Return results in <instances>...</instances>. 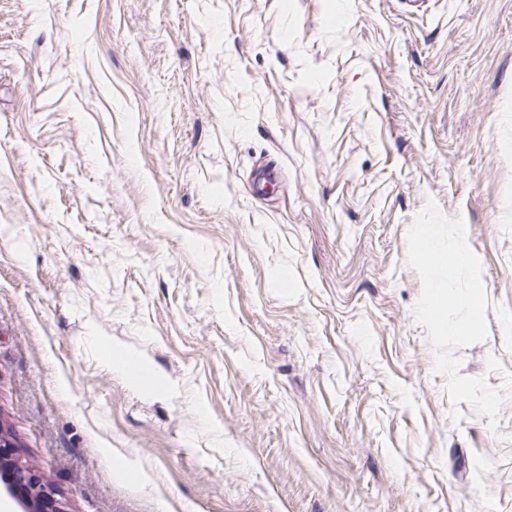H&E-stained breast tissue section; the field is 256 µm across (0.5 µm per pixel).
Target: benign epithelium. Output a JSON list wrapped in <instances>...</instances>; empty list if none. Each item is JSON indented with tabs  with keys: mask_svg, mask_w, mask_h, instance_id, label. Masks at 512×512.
<instances>
[{
	"mask_svg": "<svg viewBox=\"0 0 512 512\" xmlns=\"http://www.w3.org/2000/svg\"><path fill=\"white\" fill-rule=\"evenodd\" d=\"M15 445L0 435V482L26 505L32 512H61L57 506L56 490L44 485L28 468L12 461Z\"/></svg>",
	"mask_w": 512,
	"mask_h": 512,
	"instance_id": "benign-epithelium-1",
	"label": "benign epithelium"
}]
</instances>
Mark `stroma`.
I'll return each mask as SVG.
<instances>
[{
    "mask_svg": "<svg viewBox=\"0 0 512 512\" xmlns=\"http://www.w3.org/2000/svg\"><path fill=\"white\" fill-rule=\"evenodd\" d=\"M431 200L503 387L512 0H0L16 461L62 512H512V394L453 405L413 314Z\"/></svg>",
    "mask_w": 512,
    "mask_h": 512,
    "instance_id": "obj_1",
    "label": "stroma"
}]
</instances>
